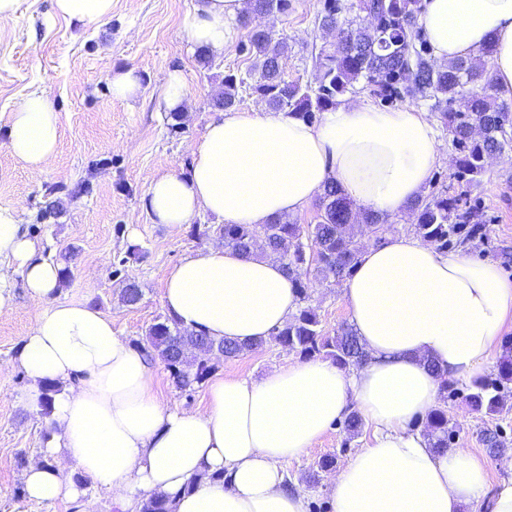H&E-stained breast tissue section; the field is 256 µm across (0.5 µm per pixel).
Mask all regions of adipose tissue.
Returning a JSON list of instances; mask_svg holds the SVG:
<instances>
[{"label": "adipose tissue", "instance_id": "obj_1", "mask_svg": "<svg viewBox=\"0 0 512 512\" xmlns=\"http://www.w3.org/2000/svg\"><path fill=\"white\" fill-rule=\"evenodd\" d=\"M246 0H197L182 19L187 43L220 56ZM436 63L494 48L495 77L512 91V0H425L420 19ZM7 150L42 174L60 140L59 114L42 91L10 112ZM441 154L433 121L415 107L345 102L310 125L285 115L211 120L188 172L154 178L142 198L152 223H189L205 211L227 224H266L302 211L325 182L359 208L405 212ZM23 276L38 312L18 354L39 409L45 381L58 382L51 421L58 441L29 465L33 503L78 497L68 466L110 490L116 512L169 496L174 512H306L285 484L283 462L307 454L349 412L375 428L331 481L333 512H461L489 501L512 512V481L488 489L484 464L465 448L436 452L416 420L439 405L442 378L467 384L512 321V279L497 264L442 253L404 235L365 247L343 300L368 353L349 370L297 360L257 379L209 382L203 411L166 406L155 363L118 336L86 302H59V267L0 209V262ZM163 301L184 327L241 344L268 337L296 311L279 262L212 247L164 277Z\"/></svg>", "mask_w": 512, "mask_h": 512}]
</instances>
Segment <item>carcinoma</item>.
I'll use <instances>...</instances> for the list:
<instances>
[{
  "instance_id": "1",
  "label": "carcinoma",
  "mask_w": 512,
  "mask_h": 512,
  "mask_svg": "<svg viewBox=\"0 0 512 512\" xmlns=\"http://www.w3.org/2000/svg\"><path fill=\"white\" fill-rule=\"evenodd\" d=\"M248 13L276 18L288 10V0H248ZM424 0H323L317 15L319 26L335 25L342 42L323 46L312 56L317 84L283 77L281 61L288 45L275 38L271 28L249 31L243 51L255 60L258 77L249 90L276 112L293 115L308 124L335 108L342 99L364 84L371 96L384 102L397 98L431 103L442 114L452 147L456 152L458 179L469 186L482 176L487 159L512 150V108L500 98L492 68L493 48L483 47L476 56L444 65L432 59L431 48L419 25ZM245 79L227 74L213 100L214 108L227 110L238 102L239 87ZM467 191L450 195L432 190L409 206L415 215L413 235L446 252L448 246L462 243L480 232L479 210L463 203ZM388 217L355 207L340 185L327 181L319 195L318 222L303 227L283 215L262 225L198 224V236L217 234L224 247L249 256L262 238L261 253L274 257L292 282L299 307L286 323L273 329L266 339L249 345L225 339L215 340L206 333L181 326L173 316L159 317L149 326L141 347L162 361L176 389L187 392L200 385L215 370L214 360H235L249 352L275 344L304 359L322 357L347 369L364 363L368 354L352 326L340 325L333 333L322 326L315 309L307 304L309 295L302 271H313L320 280L339 284L354 270L360 251L356 233L382 239ZM142 289L126 282L119 289V300L127 307L140 303ZM512 384V340L504 343L503 354L493 377L473 382L465 395L469 406L479 412H494L502 392ZM57 383L42 386L40 406L44 415L52 412ZM426 436L437 451L448 448V416L435 410L427 420ZM140 512H172L164 495L145 500Z\"/></svg>"
}]
</instances>
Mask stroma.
<instances>
[{
  "label": "stroma",
  "instance_id": "obj_1",
  "mask_svg": "<svg viewBox=\"0 0 512 512\" xmlns=\"http://www.w3.org/2000/svg\"><path fill=\"white\" fill-rule=\"evenodd\" d=\"M196 0H113L112 17L105 23L79 25L59 15L53 0H20L17 19L0 29V208L17 209L18 222L37 241L44 257L55 260L73 250L70 281L60 286L61 301H86L112 321L113 329L130 344H138L145 329L166 315L163 278L185 257L219 244V237L197 238L193 224L214 223L202 213L193 224L166 226L152 223L142 198L154 178L186 170L206 125L216 116L212 107L219 83L228 73L246 75L252 67L238 46L248 30L236 25L224 54L200 63L181 29L184 14ZM320 0H289L287 12L276 18L274 31L286 39L283 59L289 80L314 79L312 53L328 43L316 17ZM136 68L142 90L136 101L113 100L108 72ZM180 71L185 80L187 105L180 130H170L168 112L158 108L168 76ZM40 90L52 97L60 120V144L46 171L32 175L4 147L6 120L22 98ZM89 183L90 191L77 199H64L63 212L47 224L36 221L37 211L50 188ZM470 199L486 222L481 236L470 241L464 254L496 263L512 278V153L487 165ZM136 258H129L130 249ZM131 280L143 291L133 307L122 305L118 290ZM310 299L326 331L349 322L341 286L310 279ZM10 302L0 309V512H113L112 495L91 479H81L83 493L75 500L42 504L23 495L25 469L19 456L39 461L50 444V420L24 402L29 379L17 363L24 334L35 310L23 286L22 275L12 271ZM294 354L270 345L237 359L218 363L216 375L258 377L288 365ZM468 385L442 401L448 414L449 446L466 448L488 466L489 490L512 480V396L494 413L474 412L464 396ZM498 431L507 445L499 456L489 455L482 434ZM373 429L347 438L334 426L307 455L284 462L293 487L304 495L307 512H331L330 473L316 483L307 476L320 457L334 454L345 463L367 447Z\"/></svg>",
  "mask_w": 512,
  "mask_h": 512
}]
</instances>
